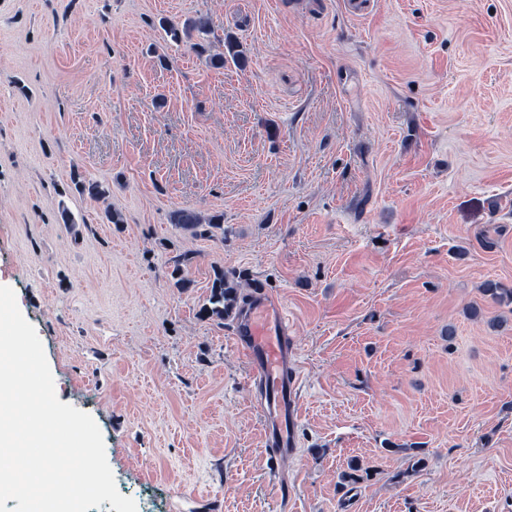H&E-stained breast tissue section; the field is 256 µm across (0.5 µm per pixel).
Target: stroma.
I'll return each instance as SVG.
<instances>
[{"label": "stroma", "instance_id": "35a3bbf8", "mask_svg": "<svg viewBox=\"0 0 512 512\" xmlns=\"http://www.w3.org/2000/svg\"><path fill=\"white\" fill-rule=\"evenodd\" d=\"M199 16L243 63L159 26ZM218 268L288 310L296 456L266 453L231 319L198 315ZM488 281L512 287V0H0V285L137 512H512ZM72 181L79 194L103 205L102 218L106 223H122L121 215L112 210V187L109 183L86 180L78 172L73 173ZM172 221L194 236L213 237L224 232L223 215L220 214L204 217L192 210L179 209L172 215Z\"/></svg>", "mask_w": 512, "mask_h": 512}]
</instances>
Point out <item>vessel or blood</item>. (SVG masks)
Here are the masks:
<instances>
[{
  "mask_svg": "<svg viewBox=\"0 0 512 512\" xmlns=\"http://www.w3.org/2000/svg\"><path fill=\"white\" fill-rule=\"evenodd\" d=\"M234 319L233 342L249 365L266 451L274 459L295 454L297 371L288 314L281 302L260 294Z\"/></svg>",
  "mask_w": 512,
  "mask_h": 512,
  "instance_id": "b4317fda",
  "label": "vessel or blood"
}]
</instances>
